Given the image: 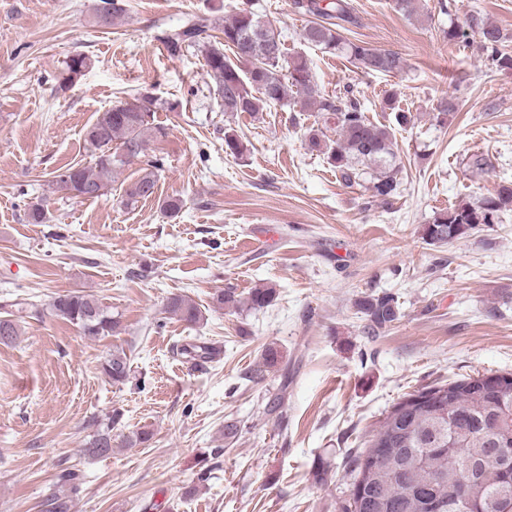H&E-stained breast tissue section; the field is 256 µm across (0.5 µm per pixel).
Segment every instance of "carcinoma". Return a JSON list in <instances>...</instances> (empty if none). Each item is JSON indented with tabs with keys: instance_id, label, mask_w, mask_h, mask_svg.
<instances>
[{
	"instance_id": "cac0c4a2",
	"label": "carcinoma",
	"mask_w": 512,
	"mask_h": 512,
	"mask_svg": "<svg viewBox=\"0 0 512 512\" xmlns=\"http://www.w3.org/2000/svg\"><path fill=\"white\" fill-rule=\"evenodd\" d=\"M295 9L315 20L304 29V42L330 55H343L365 71L398 73L406 62L399 54L380 51L371 45L348 40L343 31L356 22L349 0H294ZM119 0H105L98 19L110 23L121 15ZM212 21L196 15L174 31L162 36L168 51L178 55L190 47L204 54L207 74L215 81L226 112L256 114L271 106H289L290 97L300 98L303 108L318 112L324 122L336 129V139H323L310 130L311 148L323 155L326 163L347 185L365 184L369 198L387 203L398 193L400 162L391 132L370 121L351 91L345 97L324 95L315 83L312 70L302 54L288 55L279 34L251 8H237L224 20V43L208 41ZM449 41L466 42L478 38L482 50L500 69L512 70L509 37L496 24L476 12L442 30ZM230 49L228 57L224 49ZM250 58L246 68L241 56ZM89 64L83 54L72 55L65 66L61 86L73 81ZM402 126L410 122L409 113L399 109L397 93L384 100ZM153 102L147 99L120 100L101 112L85 131L86 142L94 148L91 165H69L55 171L52 183L71 198H86L91 192L103 195L116 169L138 158V148L165 135L154 123ZM160 160H149L138 178L125 191V205L134 206L148 199L146 191L155 189ZM512 207V183L499 185L495 194L478 202L461 201L433 217L422 227V239L429 245L443 246L465 238L454 233V225L498 224L501 214ZM277 291L271 286L251 289L247 303L254 309L269 307ZM30 302L10 304L12 311L0 318V342L19 336L22 313ZM364 315L366 328L380 333L399 319L397 299L389 294H365L355 300ZM51 308L56 316L77 326L86 336H103L119 326V320L92 294H62ZM168 311L196 323L197 307L174 297ZM102 371L114 383L125 382L131 371L130 357L122 348L112 350ZM420 403L394 405L381 421L367 448L352 459L353 480L342 512H433L430 505H441L439 512H512V446L498 454V444L512 436V380L499 375L464 377L418 392ZM122 419L113 411L107 422L99 424L87 451L96 455L112 453V430ZM470 466L474 481L469 494L461 497L458 473ZM60 481L70 484L71 494H51L45 512H71L72 495L79 490L77 475L65 471Z\"/></svg>"
}]
</instances>
